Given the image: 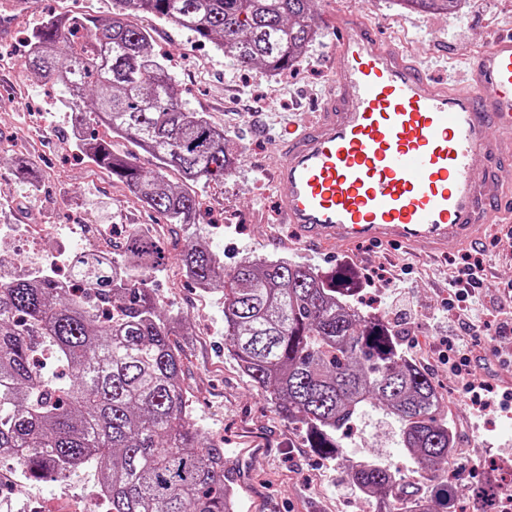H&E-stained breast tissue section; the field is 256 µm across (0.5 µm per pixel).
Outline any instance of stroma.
Returning a JSON list of instances; mask_svg holds the SVG:
<instances>
[{"label": "stroma", "mask_w": 512, "mask_h": 512, "mask_svg": "<svg viewBox=\"0 0 512 512\" xmlns=\"http://www.w3.org/2000/svg\"><path fill=\"white\" fill-rule=\"evenodd\" d=\"M363 10L382 30L401 28L404 50L434 72L471 58L493 32L512 26V0H465L454 13L408 10L396 0H314L318 37L287 74L272 77L261 67L239 69L213 45L202 44L173 25L150 16L133 17L151 35L155 54L175 77L183 103L205 113L223 128L238 150V162L224 182L194 186L202 202L199 224H166L145 209L125 185L112 181L81 155L71 135L68 110L52 80L25 66L23 46L51 14H84L105 21L117 10L114 0H0V224H42L46 250L67 242V226L80 220L114 229L151 224L165 261L154 282L164 313L179 315L184 334L183 385L193 401V418L210 437L222 441L237 482L240 512H353L357 496L336 464L307 448L303 433L282 420L263 390L251 384L224 347L219 293L204 292L182 276L179 258L201 241L225 266L250 258L288 257L330 271L352 266L362 278L357 301L388 314L387 287L379 266L400 269V285L417 308L404 325L403 348L438 386L441 407L455 422L461 451L451 467L458 481L480 482L489 463L512 459V332H497L494 321L478 330L471 345L473 391H464L445 361L427 357L429 348L450 330L444 288L460 255L423 259L405 250L357 247L332 257L295 245L285 225L262 224L275 195L268 179L273 142L296 120L311 116L326 82L325 59L331 34L326 18ZM23 142L36 170L39 190L24 195L15 177L16 142ZM351 458L372 457L395 463L401 457L395 423L371 414L345 443ZM94 479L55 484L33 483L27 498H13L9 512H55L57 505L90 502Z\"/></svg>", "instance_id": "1"}]
</instances>
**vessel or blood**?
Instances as JSON below:
<instances>
[{
  "instance_id": "vessel-or-blood-1",
  "label": "vessel or blood",
  "mask_w": 512,
  "mask_h": 512,
  "mask_svg": "<svg viewBox=\"0 0 512 512\" xmlns=\"http://www.w3.org/2000/svg\"><path fill=\"white\" fill-rule=\"evenodd\" d=\"M330 82L269 172L274 215L333 254L360 243L441 258L512 231V29L454 77L355 10L329 21Z\"/></svg>"
}]
</instances>
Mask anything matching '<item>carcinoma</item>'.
Segmentation results:
<instances>
[{"instance_id": "1", "label": "carcinoma", "mask_w": 512, "mask_h": 512, "mask_svg": "<svg viewBox=\"0 0 512 512\" xmlns=\"http://www.w3.org/2000/svg\"><path fill=\"white\" fill-rule=\"evenodd\" d=\"M107 21L51 15L30 37V70L50 78L84 133L79 152L126 185L167 224L199 223L190 184L219 183L238 154L224 129L186 108L178 85L153 54L149 34L126 19L152 15L210 42L236 67L277 75L292 68L317 36L313 0H116ZM421 11L458 10L463 0H398ZM93 108L83 106L86 91ZM126 139L151 154L147 173L113 149ZM161 246L130 232L111 257L77 253L85 287L63 292L46 272L0 277V470L19 463L46 483L94 471L108 512H235L224 448L192 419L174 337L182 319L160 315L153 274ZM190 281L223 287L224 342L243 375L268 393L274 411L300 428L307 446L340 461L343 440L380 411L397 424L399 445L429 481L449 463L459 436L442 416L430 373L408 360L395 331L375 312L352 311L355 273L322 271L290 258L224 261L197 242L180 255ZM53 365L43 367L39 355ZM356 492L398 494L408 512H467L454 499L456 476L434 497L401 470L368 462L343 470Z\"/></svg>"}]
</instances>
